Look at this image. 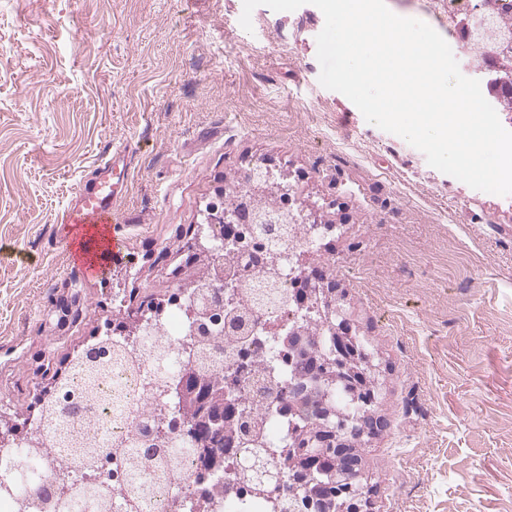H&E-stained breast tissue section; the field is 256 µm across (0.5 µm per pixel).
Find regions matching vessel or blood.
Masks as SVG:
<instances>
[{"instance_id": "1", "label": "vessel or blood", "mask_w": 512, "mask_h": 512, "mask_svg": "<svg viewBox=\"0 0 512 512\" xmlns=\"http://www.w3.org/2000/svg\"><path fill=\"white\" fill-rule=\"evenodd\" d=\"M114 169V159L102 161L93 187L81 189L59 220L65 235L78 241L94 239L95 252L78 260L80 270L89 277L98 276L106 263L123 257V241L110 227L119 199L118 185L113 181Z\"/></svg>"}]
</instances>
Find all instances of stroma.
<instances>
[{"instance_id":"stroma-1","label":"stroma","mask_w":512,"mask_h":512,"mask_svg":"<svg viewBox=\"0 0 512 512\" xmlns=\"http://www.w3.org/2000/svg\"><path fill=\"white\" fill-rule=\"evenodd\" d=\"M447 43L433 0H386ZM243 0H0V425L74 351L176 283L163 248L268 162L329 223L332 274L380 371L364 512H512V195L428 165L319 82L324 16ZM123 153L126 261L89 279L57 222Z\"/></svg>"}]
</instances>
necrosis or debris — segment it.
<instances>
[{"mask_svg": "<svg viewBox=\"0 0 512 512\" xmlns=\"http://www.w3.org/2000/svg\"><path fill=\"white\" fill-rule=\"evenodd\" d=\"M204 233L225 271L236 276L237 301L255 299L258 309L246 312L241 329H232L222 317L201 332L192 315L195 298L184 295L152 331L154 340L169 349L170 357L163 366L149 356L140 341L113 337V344L121 346L123 354L113 359L110 371L99 379L95 395H83L82 376L72 378L71 388L78 398L59 418L73 435L75 445L62 450L52 473L43 476L41 488L53 492L61 482L79 483L92 475L112 485V512H287L288 503L281 492L288 483L284 469L274 478L273 488L264 494H243L234 489L217 492V485L225 483L228 473L250 467V460L241 455L233 459L227 471L208 473L202 481L197 478L200 466L193 456L183 464L185 478L180 483L171 480L167 468L153 467L147 473L152 490L149 499L119 494L126 482L122 450L134 435L160 419L172 438L186 437V420L176 399L158 386L160 369L165 366L172 370L187 363L195 345L208 339L232 343L234 352L224 359V383L231 394L265 405V446L279 451L289 446L292 421L283 403L276 401L266 387L269 380L290 379L288 366L279 359L280 342L295 323L306 320L307 314L288 300L267 296L261 276L272 272L281 288L292 291L298 270L297 252L317 247L320 227L297 225L292 238L278 243V260L272 266L267 263L265 250L259 249L257 238L247 235L226 244L221 224L205 225Z\"/></svg>", "mask_w": 512, "mask_h": 512, "instance_id": "1", "label": "necrosis or debris"}]
</instances>
